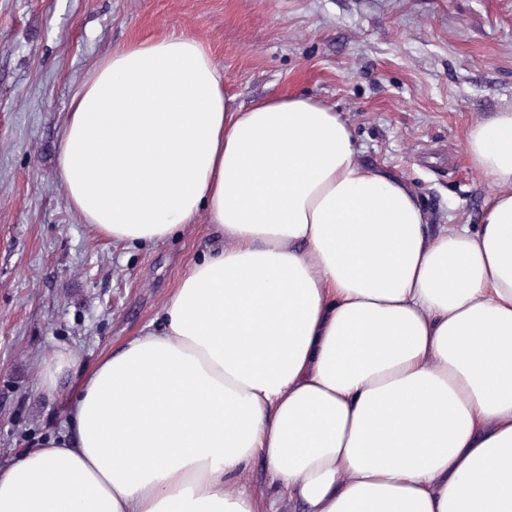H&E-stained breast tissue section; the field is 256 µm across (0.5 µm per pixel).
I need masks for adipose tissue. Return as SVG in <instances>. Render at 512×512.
<instances>
[{
	"instance_id": "ef3b65f1",
	"label": "adipose tissue",
	"mask_w": 512,
	"mask_h": 512,
	"mask_svg": "<svg viewBox=\"0 0 512 512\" xmlns=\"http://www.w3.org/2000/svg\"><path fill=\"white\" fill-rule=\"evenodd\" d=\"M467 153L482 222L433 224L338 112L233 107L195 38L98 62L58 154L72 209L121 243L203 213L223 244L84 378L72 433L0 472V512H512V109ZM249 473L250 479L248 487L252 492L261 495L270 493V475L266 469V466L261 460L255 459L251 462Z\"/></svg>"
}]
</instances>
